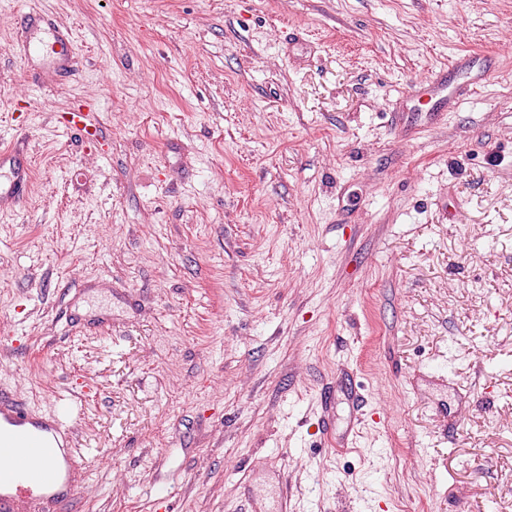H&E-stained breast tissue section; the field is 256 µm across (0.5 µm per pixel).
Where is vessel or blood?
Listing matches in <instances>:
<instances>
[{"instance_id": "b4317fda", "label": "vessel or blood", "mask_w": 512, "mask_h": 512, "mask_svg": "<svg viewBox=\"0 0 512 512\" xmlns=\"http://www.w3.org/2000/svg\"><path fill=\"white\" fill-rule=\"evenodd\" d=\"M25 26L37 33V46L47 54H56L58 46L69 44L70 34L54 22L40 19L36 12L24 15ZM494 77L492 69L481 67L477 55L456 58L451 67L440 71L418 90L428 103L445 101L454 108L461 94L457 79L466 88L477 89ZM63 124L80 137L92 133L89 114L73 109L62 116ZM31 182L27 160L16 149L0 150V207H12L23 201ZM77 455V443L70 419L45 415L26 408L0 390V512H42L46 504L64 506L73 499L78 484L56 489L60 477L56 466V449Z\"/></svg>"}]
</instances>
